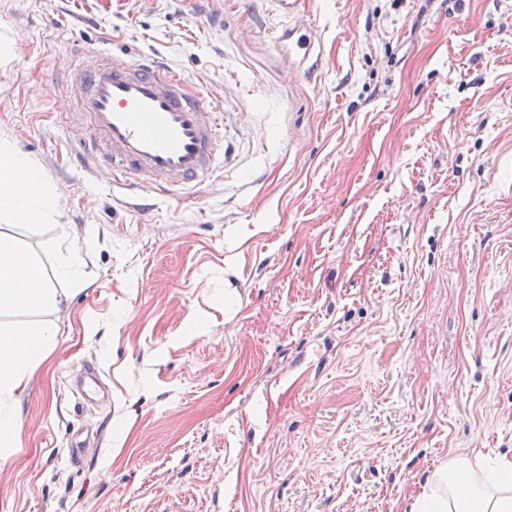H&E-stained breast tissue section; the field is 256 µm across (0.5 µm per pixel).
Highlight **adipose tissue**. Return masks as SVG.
Returning <instances> with one entry per match:
<instances>
[{"label": "adipose tissue", "mask_w": 512, "mask_h": 512, "mask_svg": "<svg viewBox=\"0 0 512 512\" xmlns=\"http://www.w3.org/2000/svg\"><path fill=\"white\" fill-rule=\"evenodd\" d=\"M0 163L26 175L20 186L0 182V208L24 222L45 219L48 190L40 171L5 140H0ZM49 252L53 262L47 267L23 252L10 233L0 230L1 465L11 460L16 449L22 394L51 354L60 331L55 285L84 283L75 249L53 243ZM407 512H512V459H499L479 479L468 462L443 461L410 499Z\"/></svg>", "instance_id": "1"}]
</instances>
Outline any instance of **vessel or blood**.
Returning <instances> with one entry per match:
<instances>
[{"instance_id": "1", "label": "vessel or blood", "mask_w": 512, "mask_h": 512, "mask_svg": "<svg viewBox=\"0 0 512 512\" xmlns=\"http://www.w3.org/2000/svg\"><path fill=\"white\" fill-rule=\"evenodd\" d=\"M281 23L276 49L296 74L320 68L321 35L300 13L299 0H272ZM55 110L84 124L81 168L152 205L155 194L186 195L224 161V112L169 64L111 47L71 58L53 80Z\"/></svg>"}]
</instances>
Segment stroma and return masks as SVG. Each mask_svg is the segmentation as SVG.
<instances>
[{
    "instance_id": "1",
    "label": "stroma",
    "mask_w": 512,
    "mask_h": 512,
    "mask_svg": "<svg viewBox=\"0 0 512 512\" xmlns=\"http://www.w3.org/2000/svg\"><path fill=\"white\" fill-rule=\"evenodd\" d=\"M0 0V139L77 246L0 512H403L445 459L512 456V0ZM118 34L224 106L228 156L131 208L48 78ZM95 226L86 236L87 226ZM281 23L274 31V45L288 55L294 72L306 78L314 77L320 68L321 35L317 28L300 14L298 0H272Z\"/></svg>"
}]
</instances>
